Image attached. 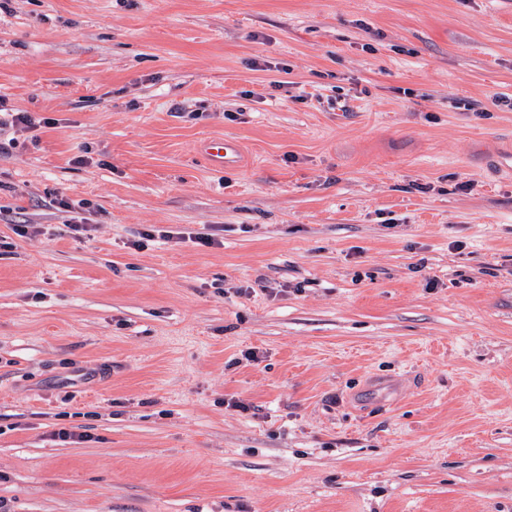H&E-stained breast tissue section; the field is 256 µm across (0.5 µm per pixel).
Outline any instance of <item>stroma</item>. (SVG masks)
Instances as JSON below:
<instances>
[{
	"instance_id": "1",
	"label": "stroma",
	"mask_w": 512,
	"mask_h": 512,
	"mask_svg": "<svg viewBox=\"0 0 512 512\" xmlns=\"http://www.w3.org/2000/svg\"><path fill=\"white\" fill-rule=\"evenodd\" d=\"M503 93L512 0H0L6 512H512ZM204 151L209 161L215 166H234L238 162L239 147L232 140H211Z\"/></svg>"
}]
</instances>
